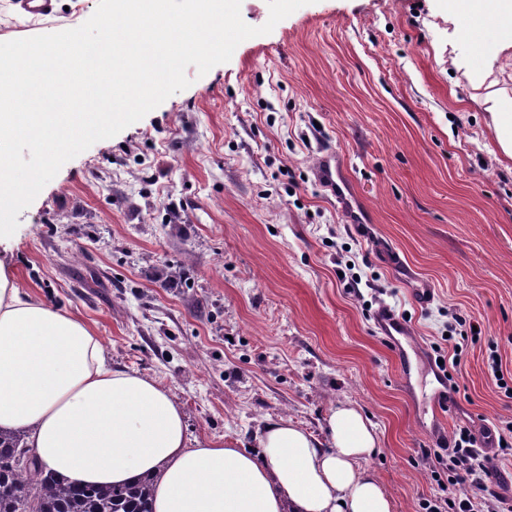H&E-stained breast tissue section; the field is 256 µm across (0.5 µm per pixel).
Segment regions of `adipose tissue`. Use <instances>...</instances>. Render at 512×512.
Instances as JSON below:
<instances>
[{
    "label": "adipose tissue",
    "instance_id": "1",
    "mask_svg": "<svg viewBox=\"0 0 512 512\" xmlns=\"http://www.w3.org/2000/svg\"><path fill=\"white\" fill-rule=\"evenodd\" d=\"M501 29L512 48V0H446ZM491 68L470 74L491 113L497 144L512 156V113ZM0 428L21 430L51 471L92 485L157 476L154 512H393L366 465L379 450L356 408L327 418L324 437L287 419L257 431V452L222 442L190 445L170 390L136 371L108 368L99 336L80 319L21 291L0 255Z\"/></svg>",
    "mask_w": 512,
    "mask_h": 512
}]
</instances>
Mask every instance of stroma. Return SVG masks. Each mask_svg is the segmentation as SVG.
Here are the masks:
<instances>
[{
	"label": "stroma",
	"instance_id": "1",
	"mask_svg": "<svg viewBox=\"0 0 512 512\" xmlns=\"http://www.w3.org/2000/svg\"><path fill=\"white\" fill-rule=\"evenodd\" d=\"M33 20L0 0V42L83 24L98 0ZM445 0H312L113 138L66 162L0 240L19 287L85 322L112 367L182 405L191 442L253 449L266 420L322 434L348 404L376 427L367 462L394 512L438 491L422 448L512 423V158L468 79L502 38L457 41ZM464 58L466 70L448 60ZM344 158L370 213L320 191ZM429 283L434 300L411 290ZM407 316L422 355L460 356L446 425L434 377L404 386L377 308ZM479 324L455 354L453 317ZM315 166L317 182L336 199L351 224L368 223V210L351 191V181L345 164L334 152H322Z\"/></svg>",
	"mask_w": 512,
	"mask_h": 512
}]
</instances>
